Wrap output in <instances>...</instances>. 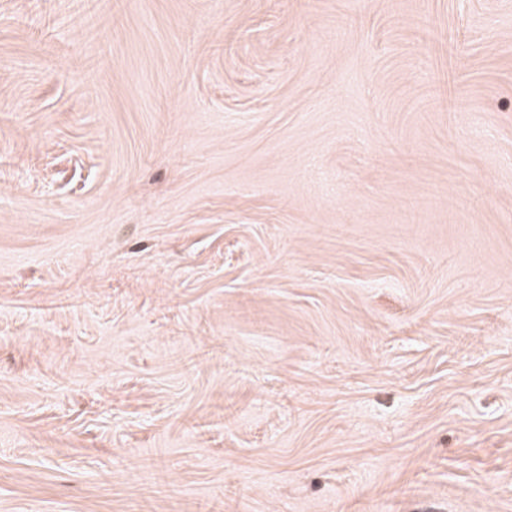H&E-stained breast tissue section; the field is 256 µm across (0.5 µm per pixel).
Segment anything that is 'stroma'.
Masks as SVG:
<instances>
[{"mask_svg": "<svg viewBox=\"0 0 512 512\" xmlns=\"http://www.w3.org/2000/svg\"><path fill=\"white\" fill-rule=\"evenodd\" d=\"M0 512H512V0H0Z\"/></svg>", "mask_w": 512, "mask_h": 512, "instance_id": "obj_1", "label": "stroma"}]
</instances>
